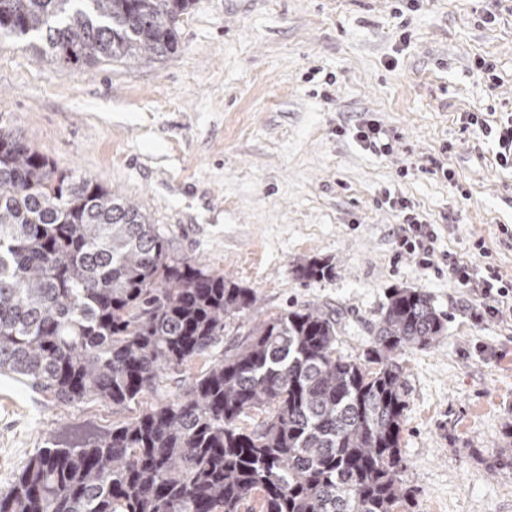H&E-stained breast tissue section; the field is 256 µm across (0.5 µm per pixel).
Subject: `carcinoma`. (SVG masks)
<instances>
[{
	"instance_id": "1",
	"label": "carcinoma",
	"mask_w": 512,
	"mask_h": 512,
	"mask_svg": "<svg viewBox=\"0 0 512 512\" xmlns=\"http://www.w3.org/2000/svg\"><path fill=\"white\" fill-rule=\"evenodd\" d=\"M192 0H0V44L26 42L61 70L174 53ZM301 280L333 274L310 258ZM253 289L174 253L118 191L61 168L0 123V374L69 405L156 403L99 434L30 457L0 512H399L410 507L399 353L445 332L429 297L391 293L367 358L338 351L317 308L257 323ZM246 342L180 394L170 373ZM251 410L272 411L247 432Z\"/></svg>"
}]
</instances>
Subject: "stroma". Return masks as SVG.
Returning <instances> with one entry per match:
<instances>
[{"instance_id":"stroma-1","label":"stroma","mask_w":512,"mask_h":512,"mask_svg":"<svg viewBox=\"0 0 512 512\" xmlns=\"http://www.w3.org/2000/svg\"><path fill=\"white\" fill-rule=\"evenodd\" d=\"M472 112L494 127L512 117V0H192L176 53L71 71L0 44V121L253 289V321L319 308L356 357L393 289L431 298L444 336L397 358L412 512H512V316L398 256L403 214L387 202L434 226L437 254L483 264L481 239L512 275V168ZM366 124L390 154L360 146ZM308 258L333 276L296 279ZM154 401L59 406L0 375V489L38 449Z\"/></svg>"}]
</instances>
